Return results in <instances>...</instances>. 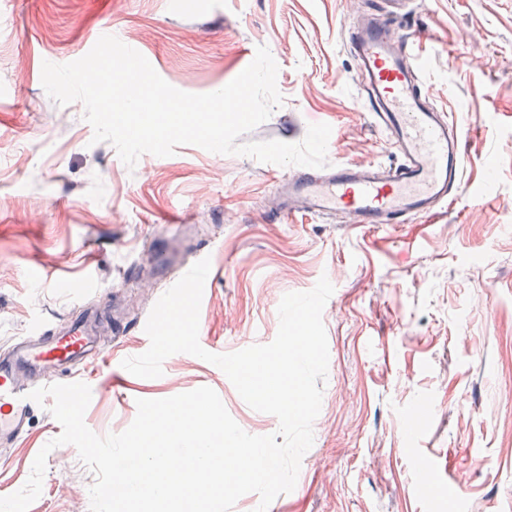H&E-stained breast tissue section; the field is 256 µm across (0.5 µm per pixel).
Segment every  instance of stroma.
<instances>
[{"label": "stroma", "mask_w": 512, "mask_h": 512, "mask_svg": "<svg viewBox=\"0 0 512 512\" xmlns=\"http://www.w3.org/2000/svg\"><path fill=\"white\" fill-rule=\"evenodd\" d=\"M383 0H0V348L36 327L67 323L73 303L117 306L134 326L116 355L89 366L84 421L124 431L140 399L214 389L253 435L277 431L223 371L177 353L160 377L126 375L121 359L147 350L138 324L166 289L144 248L164 215L205 227L188 260L210 258L201 302L203 345L229 353L273 341L284 294L320 277L334 287L322 320L329 366L314 442L295 489L267 512H512V447L498 423L512 414V0H410L395 34L417 30L430 102L459 114L464 180L448 205L405 224L357 226L346 216L278 219L289 167L195 145L142 155L127 168L93 143L84 106L56 105L43 62L86 55L98 29H119L155 71L189 93L239 75L257 46L278 64L283 98L250 141L301 142L312 123L332 132L328 163H394L374 124L346 37ZM91 278L95 290L80 285ZM45 398L29 431L0 461V497L26 483L40 449L61 432ZM422 426L407 430L415 406ZM433 463L440 486L416 476ZM95 476L75 447L47 458L29 512H90Z\"/></svg>", "instance_id": "35a3bbf8"}]
</instances>
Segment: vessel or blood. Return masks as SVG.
I'll return each instance as SVG.
<instances>
[{
    "mask_svg": "<svg viewBox=\"0 0 512 512\" xmlns=\"http://www.w3.org/2000/svg\"><path fill=\"white\" fill-rule=\"evenodd\" d=\"M347 46L363 82L372 118L397 151L386 168L339 163L302 168L288 177L281 217L295 209L313 215L346 214L362 226L404 224L447 204L464 177L461 125L456 115L429 105L419 77L420 57L409 41L390 35V16L372 14L353 32ZM185 215L171 214L170 234L156 237L150 249L157 275L175 284L187 271L174 249ZM97 320L87 310L53 335L34 331L0 359V443L10 444L30 426L38 409L28 400L21 371L63 368L73 372L103 356Z\"/></svg>",
    "mask_w": 512,
    "mask_h": 512,
    "instance_id": "1",
    "label": "vessel or blood"
}]
</instances>
